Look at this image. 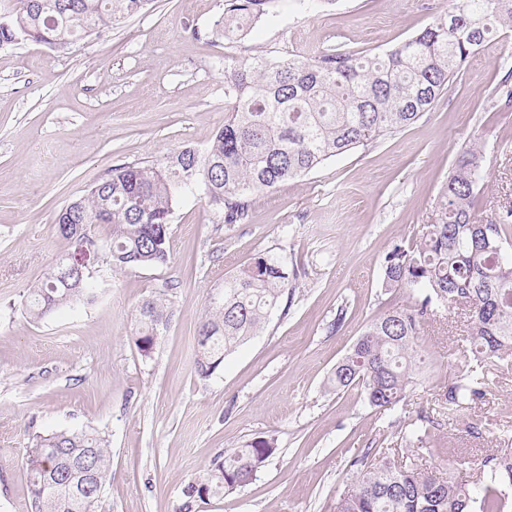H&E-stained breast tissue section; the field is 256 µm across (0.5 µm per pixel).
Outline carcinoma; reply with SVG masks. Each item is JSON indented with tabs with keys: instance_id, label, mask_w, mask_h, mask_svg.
Returning a JSON list of instances; mask_svg holds the SVG:
<instances>
[{
	"instance_id": "obj_1",
	"label": "carcinoma",
	"mask_w": 512,
	"mask_h": 512,
	"mask_svg": "<svg viewBox=\"0 0 512 512\" xmlns=\"http://www.w3.org/2000/svg\"><path fill=\"white\" fill-rule=\"evenodd\" d=\"M151 0H13L0 9V48L15 39L67 48L112 23L145 10ZM277 0H225L224 17L209 32L235 42L275 12ZM512 30V0H448V12L378 57L321 52L224 61V126L202 151L185 147L166 165L113 166L86 194L56 218L68 244L63 260L97 242L92 229L109 228L112 269L164 266L170 258V224L187 194L200 191L223 224H243L252 196L309 173L324 161L365 146L415 123L434 108L460 67L494 34ZM484 149L460 154L448 176L440 218L420 240L392 246L381 288L409 289L412 300L368 324L330 383L338 391L363 390L369 406L390 409L404 401L424 361L422 336L441 310L460 308L469 328L458 339L461 370L441 395L450 413L486 399L498 374L512 367V202L494 219L478 220V185ZM288 288L280 263L258 256L224 278V295L210 303L198 335L195 373L206 379L224 358L255 335L279 309ZM96 289L76 279L63 284L54 273L26 300L42 319L59 308L91 300ZM167 294L140 307L144 323L136 345L149 354L159 328L168 324ZM411 445L438 443L439 420L421 410L403 423ZM275 452L257 438L217 454L184 489L183 512L194 503L235 491ZM112 454L86 431L37 435L26 449L31 512H95L110 477ZM512 448L487 457L472 485L441 470L402 464L386 449L367 448L335 512H509Z\"/></svg>"
}]
</instances>
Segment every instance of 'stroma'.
Here are the masks:
<instances>
[{"label": "stroma", "mask_w": 512, "mask_h": 512, "mask_svg": "<svg viewBox=\"0 0 512 512\" xmlns=\"http://www.w3.org/2000/svg\"><path fill=\"white\" fill-rule=\"evenodd\" d=\"M447 6L279 0L230 44L203 38L224 0H153L65 50L0 49V512H30L26 450L34 435L60 430L98 434L112 450L97 512H180L184 487L217 453L259 437L275 452L251 482L194 512H334L371 441L405 454L396 423L435 408L439 386L457 376L464 311L425 334V362L394 409L370 407L356 388L335 391L328 378L377 315L411 301L409 290H381L385 256L437 223L464 148L485 147L480 217L512 200V107L495 93L512 68V31L468 59L411 126L254 195L247 223H219L203 196L187 195L167 265L114 271L103 244L95 301L37 321L24 299L67 250L55 218L68 202L113 165H162L182 148H206L224 124L225 57L380 54ZM260 255L282 262L288 310L199 378V322L225 277ZM162 291L170 320L145 356L139 310ZM439 420L446 444L424 450L428 468L448 469L454 456L467 473L500 453L512 431V372L476 409Z\"/></svg>", "instance_id": "obj_1"}]
</instances>
